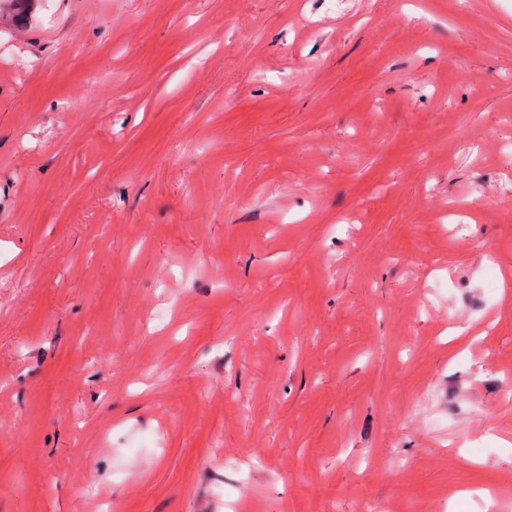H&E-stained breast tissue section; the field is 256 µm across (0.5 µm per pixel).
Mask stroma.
Listing matches in <instances>:
<instances>
[{
    "label": "stroma",
    "instance_id": "35a3bbf8",
    "mask_svg": "<svg viewBox=\"0 0 512 512\" xmlns=\"http://www.w3.org/2000/svg\"><path fill=\"white\" fill-rule=\"evenodd\" d=\"M510 146L512 0H0V512H512Z\"/></svg>",
    "mask_w": 512,
    "mask_h": 512
}]
</instances>
